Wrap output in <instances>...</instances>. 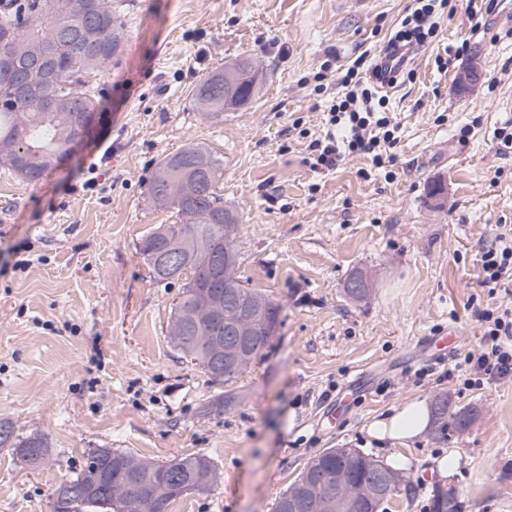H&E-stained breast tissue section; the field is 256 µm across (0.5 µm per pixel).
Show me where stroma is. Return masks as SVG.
Masks as SVG:
<instances>
[{"label": "stroma", "mask_w": 512, "mask_h": 512, "mask_svg": "<svg viewBox=\"0 0 512 512\" xmlns=\"http://www.w3.org/2000/svg\"><path fill=\"white\" fill-rule=\"evenodd\" d=\"M407 4L131 0L122 51L94 78L89 133L40 180L0 163V421L48 445L35 469L0 446V512H50L52 489L93 448L208 457L217 482L170 512H274L327 448L398 464L414 491L387 512H428L444 479L461 512H512V377L467 389L454 369L479 348L478 313L512 308V284L484 287L477 265L512 230V148L498 137L512 123V0L480 23L457 0L413 76L388 90L393 164L352 154L313 165L346 69L380 48ZM451 44L464 51L439 68ZM244 57L264 74L256 100L220 120L203 114L197 85ZM471 64L483 78L459 91ZM190 143L223 159L240 275L281 308L261 358L230 385L173 345L182 283L157 281L140 251L177 220L147 189L160 161ZM357 272L369 282L360 301L345 293ZM452 329L455 343L437 355L429 339ZM228 392L236 405L219 409ZM441 394L476 409L465 432L370 434L404 401ZM448 455L456 466L444 473Z\"/></svg>", "instance_id": "35a3bbf8"}]
</instances>
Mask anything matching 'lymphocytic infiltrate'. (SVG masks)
<instances>
[{
  "mask_svg": "<svg viewBox=\"0 0 512 512\" xmlns=\"http://www.w3.org/2000/svg\"><path fill=\"white\" fill-rule=\"evenodd\" d=\"M452 0H411L399 28L372 60L358 58L344 76L350 86L327 113L329 130L324 141L316 143L318 166L336 165L342 152L371 155L375 165H382L381 146L393 145L397 124L384 110L386 100L378 89L410 76V63L435 37L439 18L453 13ZM482 284L495 288L512 280V235L500 234L480 254ZM484 326V342L479 354L465 356L462 365L474 383L512 375V349L505 347L512 338V309L479 313Z\"/></svg>",
  "mask_w": 512,
  "mask_h": 512,
  "instance_id": "lymphocytic-infiltrate-1",
  "label": "lymphocytic infiltrate"
}]
</instances>
